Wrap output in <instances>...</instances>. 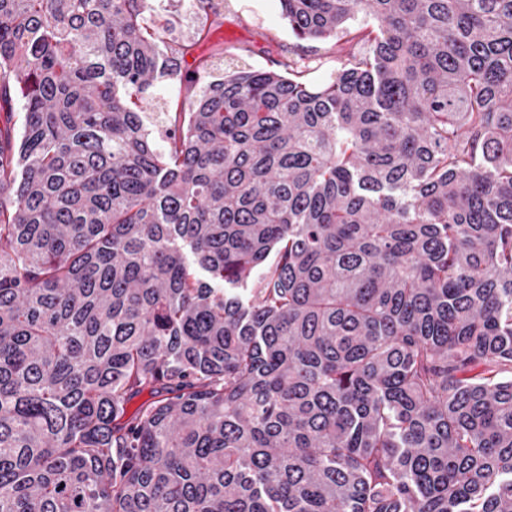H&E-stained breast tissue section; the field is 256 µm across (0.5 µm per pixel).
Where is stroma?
Instances as JSON below:
<instances>
[{
    "label": "stroma",
    "instance_id": "obj_1",
    "mask_svg": "<svg viewBox=\"0 0 512 512\" xmlns=\"http://www.w3.org/2000/svg\"><path fill=\"white\" fill-rule=\"evenodd\" d=\"M223 23L203 53H219L220 70L237 68L287 72L289 66L309 70L311 84L326 82L339 66L347 47L332 40L297 39L289 30L279 0H212Z\"/></svg>",
    "mask_w": 512,
    "mask_h": 512
}]
</instances>
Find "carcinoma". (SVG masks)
<instances>
[{"label": "carcinoma", "instance_id": "1", "mask_svg": "<svg viewBox=\"0 0 512 512\" xmlns=\"http://www.w3.org/2000/svg\"><path fill=\"white\" fill-rule=\"evenodd\" d=\"M281 5L0 0V512H512V0ZM149 3L155 8V17L159 24H164L166 20L174 23L171 37L182 38L189 35L191 20L190 15L186 13V0H150ZM223 24L200 46L205 54L222 52L214 75L237 68L285 73L287 65L308 67L311 84L326 82L339 67L347 46L336 40L297 39L281 13L279 0H212ZM229 48L231 53L226 50Z\"/></svg>", "mask_w": 512, "mask_h": 512}]
</instances>
